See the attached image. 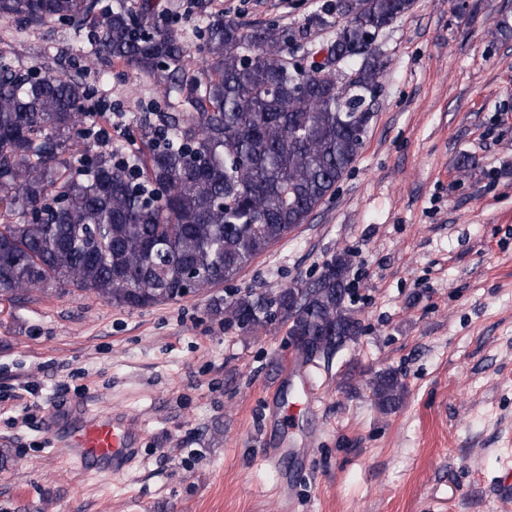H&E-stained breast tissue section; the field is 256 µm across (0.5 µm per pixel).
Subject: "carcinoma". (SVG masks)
<instances>
[{
  "label": "carcinoma",
  "instance_id": "1",
  "mask_svg": "<svg viewBox=\"0 0 512 512\" xmlns=\"http://www.w3.org/2000/svg\"><path fill=\"white\" fill-rule=\"evenodd\" d=\"M414 0H336L338 28L308 64L290 57L294 33L275 23L244 30L217 15L206 25L204 66L184 69L188 46L155 20L154 0H0V22L23 29L67 23L85 31L90 62L120 60L149 74L187 112L146 119L135 158L93 152L90 89L66 70L30 75L0 56V296L76 288L117 307L177 301L237 275L307 221L348 172L373 117L370 91L385 64L367 35ZM350 259L265 299L224 307L242 328L288 324L320 351L355 341L346 306ZM380 410L405 386L377 373Z\"/></svg>",
  "mask_w": 512,
  "mask_h": 512
}]
</instances>
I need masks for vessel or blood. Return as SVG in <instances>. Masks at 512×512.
I'll return each mask as SVG.
<instances>
[{"mask_svg": "<svg viewBox=\"0 0 512 512\" xmlns=\"http://www.w3.org/2000/svg\"><path fill=\"white\" fill-rule=\"evenodd\" d=\"M140 431L123 415L89 418L63 443L70 456L82 462L123 465L135 452Z\"/></svg>", "mask_w": 512, "mask_h": 512, "instance_id": "obj_1", "label": "vessel or blood"}]
</instances>
